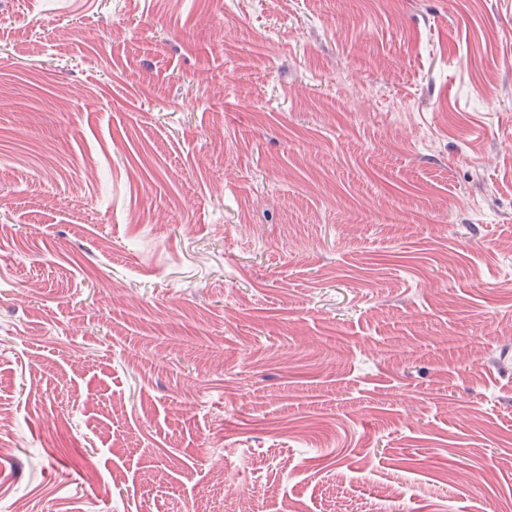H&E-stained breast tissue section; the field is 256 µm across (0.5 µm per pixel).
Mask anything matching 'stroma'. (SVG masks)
Wrapping results in <instances>:
<instances>
[{"label":"stroma","instance_id":"35a3bbf8","mask_svg":"<svg viewBox=\"0 0 512 512\" xmlns=\"http://www.w3.org/2000/svg\"><path fill=\"white\" fill-rule=\"evenodd\" d=\"M0 512H512V0H0Z\"/></svg>","mask_w":512,"mask_h":512}]
</instances>
